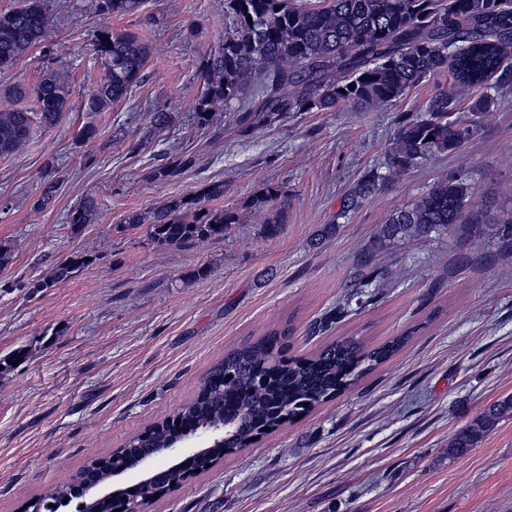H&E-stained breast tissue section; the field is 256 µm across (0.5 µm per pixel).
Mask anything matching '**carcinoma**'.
<instances>
[{
    "mask_svg": "<svg viewBox=\"0 0 512 512\" xmlns=\"http://www.w3.org/2000/svg\"><path fill=\"white\" fill-rule=\"evenodd\" d=\"M143 0H95L100 15L138 12ZM233 26L222 46L204 59V91L194 105L197 125L219 127L224 110L239 112L242 132L271 125L290 112H313L341 106L383 108L400 99L427 76L448 71V89L431 97L418 117L402 121L390 148L387 175L369 171L351 194L356 205L379 182L396 178L426 155L451 152L470 130L448 122L458 100L477 91L472 111L488 112L494 96L484 92L488 81L512 56V0H227ZM46 0H19L0 10V70L15 67L40 44L51 26ZM96 51L105 74L85 103L89 112H103L124 100L142 77L149 47L136 35L105 26L96 35ZM0 94L18 102L34 97L36 111H0V156L17 153L34 128H53L69 108L71 84L61 70L48 68L33 87L15 83ZM170 113L156 109L144 138L151 140L169 126ZM433 139H428V136ZM191 154L168 158L154 171L161 180H175L194 167ZM224 197V183L214 182L194 198H172L149 213L132 211L125 230L147 225L159 246L183 248L224 237L238 222L234 211L207 207L203 201ZM470 187L461 177L438 181L412 205L395 211L382 225L380 242L426 239L463 223ZM96 202L85 199L69 215L75 227L92 223ZM502 245H512V213L498 221ZM84 260L72 257L32 282L43 291L73 276ZM388 269L363 261L360 278L384 279ZM281 336L270 333L224 355L179 409L178 419L155 423L98 462L99 482L112 481V463L134 462L145 448H163L186 426L228 423L232 439L216 448L221 457L230 448H246L250 438L294 421L337 396L359 378L388 361L406 341L396 336L361 353L351 340L335 341L320 351L284 362L276 356ZM512 418V396L491 404L459 430L448 444V456L470 451L504 419ZM70 482L33 500V512H62L76 503V512H111L106 501L84 503Z\"/></svg>",
    "mask_w": 512,
    "mask_h": 512,
    "instance_id": "carcinoma-1",
    "label": "carcinoma"
}]
</instances>
